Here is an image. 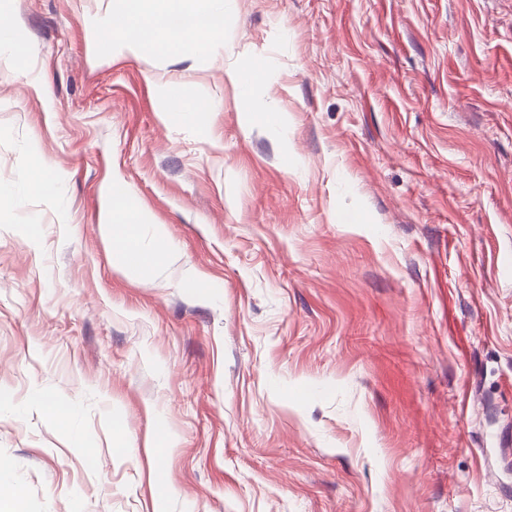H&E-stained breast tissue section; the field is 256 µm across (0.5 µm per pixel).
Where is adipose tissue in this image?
Listing matches in <instances>:
<instances>
[{
    "label": "adipose tissue",
    "instance_id": "adipose-tissue-1",
    "mask_svg": "<svg viewBox=\"0 0 512 512\" xmlns=\"http://www.w3.org/2000/svg\"><path fill=\"white\" fill-rule=\"evenodd\" d=\"M145 0H114L112 17L107 26L114 39L98 44L100 54L115 48L149 59L157 50L175 53L193 45L209 50L224 34L223 0H195L189 9H165L147 12ZM148 216L128 204V195L120 183L108 189L101 230L111 247L114 269L128 275H138L161 262L167 251L166 232L156 227L154 247L142 248L136 238V227L148 223Z\"/></svg>",
    "mask_w": 512,
    "mask_h": 512
}]
</instances>
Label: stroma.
Wrapping results in <instances>:
<instances>
[{
  "instance_id": "obj_1",
  "label": "stroma",
  "mask_w": 512,
  "mask_h": 512,
  "mask_svg": "<svg viewBox=\"0 0 512 512\" xmlns=\"http://www.w3.org/2000/svg\"><path fill=\"white\" fill-rule=\"evenodd\" d=\"M112 2L0 0L19 508L512 512V0H228L214 52L149 60L92 53ZM115 180L167 233L144 276ZM164 116L170 120L171 118H175L176 120L183 121L191 119L196 112L199 110H185L182 108L181 104H178L179 95L178 93L172 89L167 88L164 93ZM149 217L142 211L132 209L128 194L119 182H113L108 189L101 230L111 248L114 269L126 275H139L148 267L161 262L166 255V232L162 225H156V244L144 249L136 239V225L147 224ZM116 243L119 245L116 246Z\"/></svg>"
}]
</instances>
